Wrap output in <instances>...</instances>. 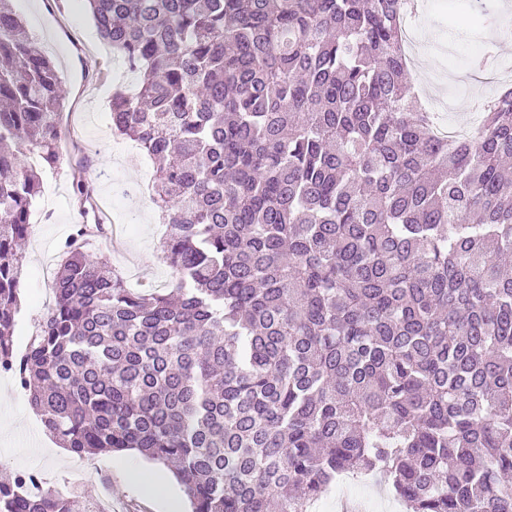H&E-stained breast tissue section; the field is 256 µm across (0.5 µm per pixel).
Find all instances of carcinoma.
<instances>
[{"label":"carcinoma","instance_id":"cac0c4a2","mask_svg":"<svg viewBox=\"0 0 512 512\" xmlns=\"http://www.w3.org/2000/svg\"><path fill=\"white\" fill-rule=\"evenodd\" d=\"M7 2L0 371L46 432L171 467L190 512H310L344 473L409 512H512V89L436 137L406 100L405 0H87L136 75L112 130L153 164L171 279L128 287L78 224L19 352L63 95ZM490 2L468 23L496 25ZM0 512L88 510L17 471Z\"/></svg>","mask_w":512,"mask_h":512}]
</instances>
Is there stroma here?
I'll use <instances>...</instances> for the list:
<instances>
[{"label":"stroma","instance_id":"1","mask_svg":"<svg viewBox=\"0 0 512 512\" xmlns=\"http://www.w3.org/2000/svg\"><path fill=\"white\" fill-rule=\"evenodd\" d=\"M12 6L30 36L54 61L65 98L60 114L64 162L58 169L42 171V192L30 216L22 306L13 336L21 350L54 302L60 243L75 225L86 221L72 186L74 168H82L96 210L106 214L107 225L119 226L124 238L118 251L108 238H89L86 253L134 267L129 282L133 288L165 287L170 270L160 259L163 227L152 201L139 194L121 197L114 191L115 181L137 183L151 176L152 165L135 142L112 133V91L116 83L129 86L133 80L123 76L120 59L100 39L86 0H12ZM415 22L420 59L414 93L451 99L461 115L479 118L478 102L497 91L490 73H474L468 60L486 50L496 55L498 63L512 67V36L464 24L449 27L446 20L434 17L431 0H419ZM30 411L26 393L10 376L0 374V471L39 469L43 487H72L74 495L97 512H159L123 471L113 468L112 454L86 459L62 447L47 451L48 436L40 420L30 419Z\"/></svg>","mask_w":512,"mask_h":512}]
</instances>
